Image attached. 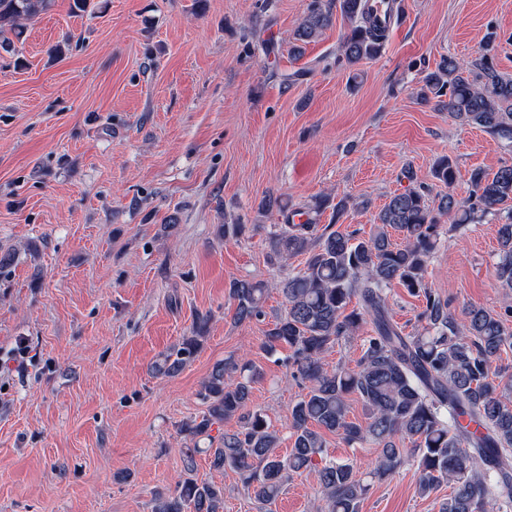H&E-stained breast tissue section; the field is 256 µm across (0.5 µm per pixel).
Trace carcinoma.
<instances>
[{
  "instance_id": "cac0c4a2",
  "label": "carcinoma",
  "mask_w": 512,
  "mask_h": 512,
  "mask_svg": "<svg viewBox=\"0 0 512 512\" xmlns=\"http://www.w3.org/2000/svg\"><path fill=\"white\" fill-rule=\"evenodd\" d=\"M51 0H0V45L19 35L20 21L31 19ZM349 24L342 41L343 58L353 67L378 56L386 40L365 0H336ZM331 6L310 0L296 27V39L307 44L332 23ZM489 37L483 53L469 61L443 59L426 76L420 97L448 95V112L466 125L512 139V77L497 70ZM433 178L453 186L458 170L447 157L433 165ZM394 194L377 214V229L363 238L355 230L315 233L316 225L284 223L270 233V256L280 260L304 255L303 268L280 283L286 313L267 330L264 347L274 352L286 346L308 391L291 407L293 446L288 456L277 453L280 437L265 416L249 408L255 373L249 363L215 365L199 393L206 411L180 426L190 445L181 449L185 468L194 470L199 442L208 441L211 467L230 468L244 489L267 504L282 494L291 475L324 462L318 470L319 512H360L369 484L350 463L327 459L321 431L348 443L379 448L372 474L392 475L404 460L396 440L413 444L411 460L419 471L418 491L428 495L446 484L448 498L440 512H488L490 502L512 507V377L493 369L505 348L512 347L506 326L512 309L500 315L470 306L457 319L448 303L433 294L425 272L439 247V228L445 223L471 224L480 215L508 210L498 227L496 275L512 289V165L490 173L477 168L469 175V197L453 194L429 204L426 186L413 183ZM397 233L401 243L393 242ZM402 285L423 296L420 328L406 333L388 311L385 290ZM266 288L261 283L237 282L231 288L240 322L262 315ZM357 306L349 308L352 299ZM370 318L373 335L353 367H324L323 356L339 340L352 336ZM206 318L196 320V335L187 337L155 364L156 372L174 375L196 354L198 335ZM360 396L365 421L349 418L347 396ZM235 419L238 428L213 436V427ZM154 512H224V487L186 478L174 491L155 499Z\"/></svg>"
}]
</instances>
